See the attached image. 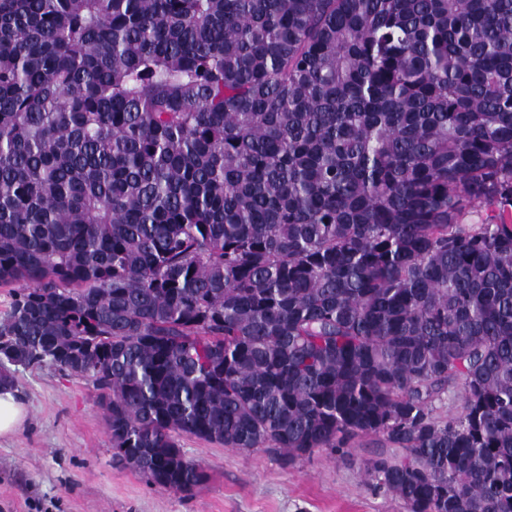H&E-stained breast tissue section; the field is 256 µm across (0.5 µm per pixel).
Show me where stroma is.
<instances>
[{"label": "stroma", "instance_id": "1", "mask_svg": "<svg viewBox=\"0 0 512 512\" xmlns=\"http://www.w3.org/2000/svg\"><path fill=\"white\" fill-rule=\"evenodd\" d=\"M28 407L23 429L0 440V512H406L366 479L371 449L359 441L285 463L263 448L236 451L181 437L208 478L182 495L147 484L112 461L105 411L86 379L53 368H18Z\"/></svg>", "mask_w": 512, "mask_h": 512}]
</instances>
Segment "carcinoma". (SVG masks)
Returning <instances> with one entry per match:
<instances>
[{"label": "carcinoma", "instance_id": "cac0c4a2", "mask_svg": "<svg viewBox=\"0 0 512 512\" xmlns=\"http://www.w3.org/2000/svg\"><path fill=\"white\" fill-rule=\"evenodd\" d=\"M511 207L512 0H0V386L89 380L151 485L368 439L512 512Z\"/></svg>", "mask_w": 512, "mask_h": 512}]
</instances>
